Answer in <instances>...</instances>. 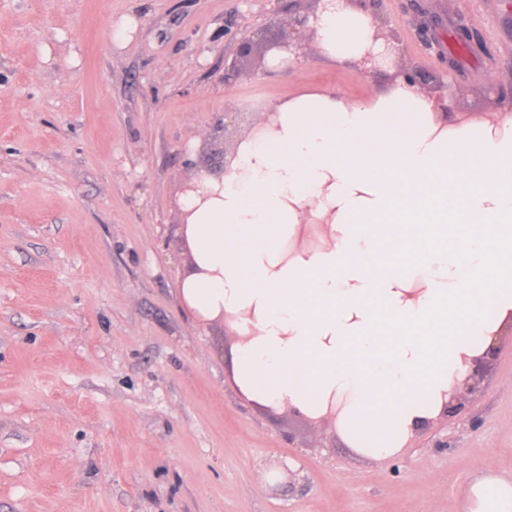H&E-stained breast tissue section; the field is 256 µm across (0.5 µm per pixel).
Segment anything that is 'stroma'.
<instances>
[{"label": "stroma", "instance_id": "35a3bbf8", "mask_svg": "<svg viewBox=\"0 0 512 512\" xmlns=\"http://www.w3.org/2000/svg\"><path fill=\"white\" fill-rule=\"evenodd\" d=\"M426 90L456 121L512 107V0H380ZM138 22L116 43L113 22ZM472 31L457 35L459 24ZM287 38L288 0H0V512H459L478 478L512 480V343L436 420L375 458L327 421L249 399L239 343L180 303L191 267L178 197L221 158L225 113L386 82L322 59L239 53ZM288 227L285 260L318 258L341 224ZM378 261L418 289L417 231ZM289 470L284 489L273 470Z\"/></svg>", "mask_w": 512, "mask_h": 512}]
</instances>
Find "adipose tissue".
<instances>
[{
  "label": "adipose tissue",
  "instance_id": "1",
  "mask_svg": "<svg viewBox=\"0 0 512 512\" xmlns=\"http://www.w3.org/2000/svg\"><path fill=\"white\" fill-rule=\"evenodd\" d=\"M323 58L336 64L372 52L392 79L351 100L307 92L269 104L277 130L243 140L225 176L201 175L180 196L192 256L179 283L198 320L237 316L243 340L234 373L253 400L288 403L314 416L343 403L369 455L430 415L490 342L483 322H460L455 301L512 310V289H485L512 249V132L452 136L435 95L404 79L394 46L373 38L371 18L350 0H322L313 24ZM463 224L446 251L430 252L427 286L409 299L380 264L337 275L335 257L283 262L264 224H345L340 252L365 254L376 224ZM461 512H512V481H477Z\"/></svg>",
  "mask_w": 512,
  "mask_h": 512
}]
</instances>
